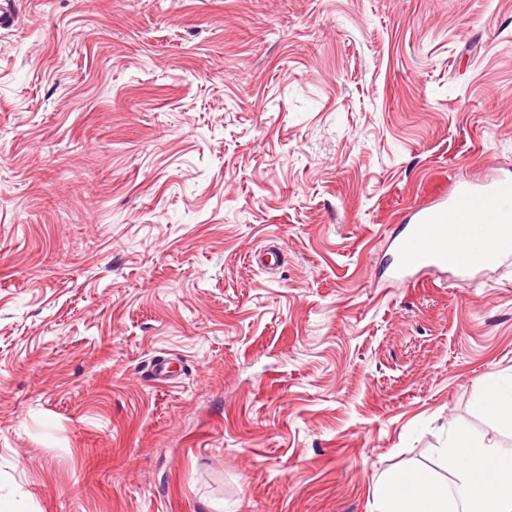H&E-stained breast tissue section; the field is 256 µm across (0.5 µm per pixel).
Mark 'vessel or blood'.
Instances as JSON below:
<instances>
[{
    "mask_svg": "<svg viewBox=\"0 0 512 512\" xmlns=\"http://www.w3.org/2000/svg\"><path fill=\"white\" fill-rule=\"evenodd\" d=\"M468 223L487 225L483 243L466 237ZM395 254L393 274L405 282L431 270L450 269L464 278L512 266V178L455 183L447 197L416 210Z\"/></svg>",
    "mask_w": 512,
    "mask_h": 512,
    "instance_id": "obj_1",
    "label": "vessel or blood"
}]
</instances>
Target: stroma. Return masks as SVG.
Listing matches in <instances>:
<instances>
[{"label": "stroma", "instance_id": "stroma-1", "mask_svg": "<svg viewBox=\"0 0 512 512\" xmlns=\"http://www.w3.org/2000/svg\"><path fill=\"white\" fill-rule=\"evenodd\" d=\"M0 506L372 512L512 383V269L389 281L512 174V0H17ZM165 358L171 384L146 378Z\"/></svg>", "mask_w": 512, "mask_h": 512}]
</instances>
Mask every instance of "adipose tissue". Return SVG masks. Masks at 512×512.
Segmentation results:
<instances>
[{
  "label": "adipose tissue",
  "mask_w": 512,
  "mask_h": 512,
  "mask_svg": "<svg viewBox=\"0 0 512 512\" xmlns=\"http://www.w3.org/2000/svg\"><path fill=\"white\" fill-rule=\"evenodd\" d=\"M451 478L420 471L388 481L377 512H512V454L457 429L446 450Z\"/></svg>",
  "instance_id": "adipose-tissue-1"
}]
</instances>
